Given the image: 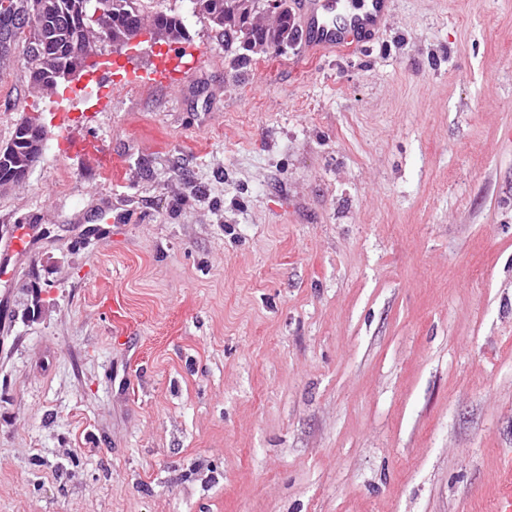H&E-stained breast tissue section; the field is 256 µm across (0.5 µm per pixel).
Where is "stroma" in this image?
Masks as SVG:
<instances>
[{
  "label": "stroma",
  "mask_w": 512,
  "mask_h": 512,
  "mask_svg": "<svg viewBox=\"0 0 512 512\" xmlns=\"http://www.w3.org/2000/svg\"><path fill=\"white\" fill-rule=\"evenodd\" d=\"M146 8L182 85L147 42L87 98L0 74V146L48 134L0 186V243L37 235L0 282V512H512V0L246 64ZM177 50V47H171L152 61L151 73L161 84H180L182 76L192 69L196 62L195 57L192 62L183 61V56ZM34 122L29 117L21 118L16 124L10 140V152L0 161V184L17 183L25 179L30 162L37 161L42 144L47 140V132L42 125L40 131L30 127ZM25 177V178H24Z\"/></svg>",
  "instance_id": "1"
}]
</instances>
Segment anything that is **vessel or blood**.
I'll list each match as a JSON object with an SVG mask.
<instances>
[{
	"label": "vessel or blood",
	"instance_id": "1",
	"mask_svg": "<svg viewBox=\"0 0 512 512\" xmlns=\"http://www.w3.org/2000/svg\"><path fill=\"white\" fill-rule=\"evenodd\" d=\"M298 4L310 47L322 53L354 49L355 43L348 40V33L375 35L390 11L392 0H360L354 11L342 16L337 13V0H298ZM190 68V63L172 47L153 59L151 72L161 84L176 85ZM34 245L33 225H15L9 242L0 246V280L13 279L18 261L32 256Z\"/></svg>",
	"mask_w": 512,
	"mask_h": 512
}]
</instances>
